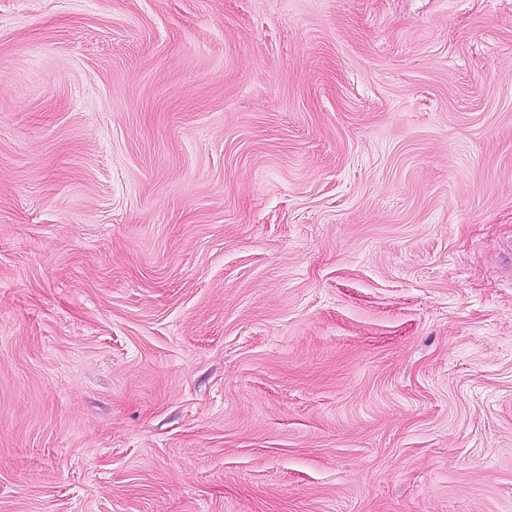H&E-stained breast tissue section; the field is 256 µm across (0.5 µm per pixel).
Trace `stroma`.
<instances>
[{
  "label": "stroma",
  "mask_w": 512,
  "mask_h": 512,
  "mask_svg": "<svg viewBox=\"0 0 512 512\" xmlns=\"http://www.w3.org/2000/svg\"><path fill=\"white\" fill-rule=\"evenodd\" d=\"M0 512H512V0H0Z\"/></svg>",
  "instance_id": "1"
}]
</instances>
